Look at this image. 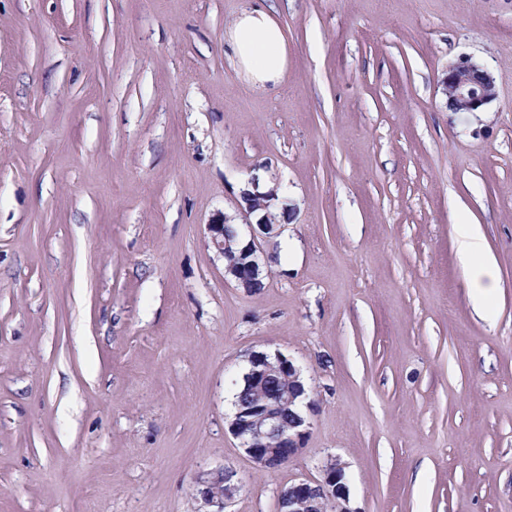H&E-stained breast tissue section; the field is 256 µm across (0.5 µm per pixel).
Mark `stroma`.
Masks as SVG:
<instances>
[{"label": "stroma", "mask_w": 512, "mask_h": 512, "mask_svg": "<svg viewBox=\"0 0 512 512\" xmlns=\"http://www.w3.org/2000/svg\"><path fill=\"white\" fill-rule=\"evenodd\" d=\"M255 6L274 88L224 42ZM260 173L287 222L249 292L204 225ZM254 350L315 400L275 471L227 430ZM334 457L354 512H512V0H0V512H200L222 466L226 512H276ZM235 67L253 86L278 84L288 64V42L271 10L244 11L232 22L226 38ZM443 84L448 106L455 112H479L496 96L492 77L467 57L449 66ZM498 288V275L494 266L486 261L479 260L473 269L471 289L474 295L483 302L490 301ZM240 489L236 470L222 467L201 475L196 480V498L204 507L216 508L201 512H223Z\"/></svg>", "instance_id": "obj_1"}]
</instances>
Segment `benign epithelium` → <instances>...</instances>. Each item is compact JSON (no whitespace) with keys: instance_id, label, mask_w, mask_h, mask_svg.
<instances>
[{"instance_id":"obj_1","label":"benign epithelium","mask_w":512,"mask_h":512,"mask_svg":"<svg viewBox=\"0 0 512 512\" xmlns=\"http://www.w3.org/2000/svg\"><path fill=\"white\" fill-rule=\"evenodd\" d=\"M448 106L454 112H479L496 96L492 77L467 57L448 67L444 78ZM279 187L265 193L244 190L237 213L218 216L205 224L211 246L224 257V281H233L252 292L263 287L262 272L268 255L260 245L281 233L276 212ZM244 218L237 237L224 236V225ZM256 221H251V218ZM247 378L256 382L275 372L287 376L288 386L273 403L257 408L252 415L238 410L228 421V431L239 447L261 470H277L297 457L309 432L307 410L314 401L301 377V369L283 353L252 351L246 357ZM240 489L236 470L222 467L196 480L197 499L213 512H224ZM350 488L345 465L329 459L318 479L299 478L283 487L277 497L276 512H353L349 508Z\"/></svg>"}]
</instances>
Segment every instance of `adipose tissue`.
Returning <instances> with one entry per match:
<instances>
[{
    "label": "adipose tissue",
    "instance_id": "obj_1",
    "mask_svg": "<svg viewBox=\"0 0 512 512\" xmlns=\"http://www.w3.org/2000/svg\"><path fill=\"white\" fill-rule=\"evenodd\" d=\"M227 41L235 67L255 86L280 83L288 64V42L272 11L255 8L242 12L232 22ZM464 254L478 257L473 269L471 289L482 301H490L498 288L494 266L483 261V244L474 233L460 242Z\"/></svg>",
    "mask_w": 512,
    "mask_h": 512
}]
</instances>
